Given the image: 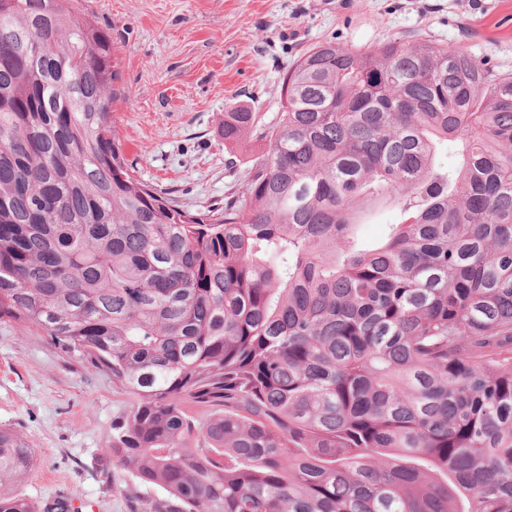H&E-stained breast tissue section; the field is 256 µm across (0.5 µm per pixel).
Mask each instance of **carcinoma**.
<instances>
[{"label": "carcinoma", "instance_id": "cac0c4a2", "mask_svg": "<svg viewBox=\"0 0 512 512\" xmlns=\"http://www.w3.org/2000/svg\"><path fill=\"white\" fill-rule=\"evenodd\" d=\"M119 81L76 0H0V320L135 397L109 452L151 512H512V73L319 44L274 122L224 113L264 148L193 213L127 168ZM33 462L0 428V512ZM400 220L399 212L392 206H383L359 225V234L368 242H376L385 234L386 224H396Z\"/></svg>", "mask_w": 512, "mask_h": 512}]
</instances>
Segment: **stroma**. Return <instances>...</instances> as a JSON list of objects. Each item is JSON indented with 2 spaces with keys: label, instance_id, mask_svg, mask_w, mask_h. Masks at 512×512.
Listing matches in <instances>:
<instances>
[{
  "label": "stroma",
  "instance_id": "1",
  "mask_svg": "<svg viewBox=\"0 0 512 512\" xmlns=\"http://www.w3.org/2000/svg\"><path fill=\"white\" fill-rule=\"evenodd\" d=\"M112 36L124 99L115 133L127 163L181 208L223 203L260 142L224 149V114L263 121L280 109L283 74L333 40L360 49L422 37L466 46L512 72V0H82ZM132 402L109 376L64 356L39 330L0 321V427L35 451L14 491L46 512L62 498L95 512H150L159 489L113 466L112 424Z\"/></svg>",
  "mask_w": 512,
  "mask_h": 512
}]
</instances>
